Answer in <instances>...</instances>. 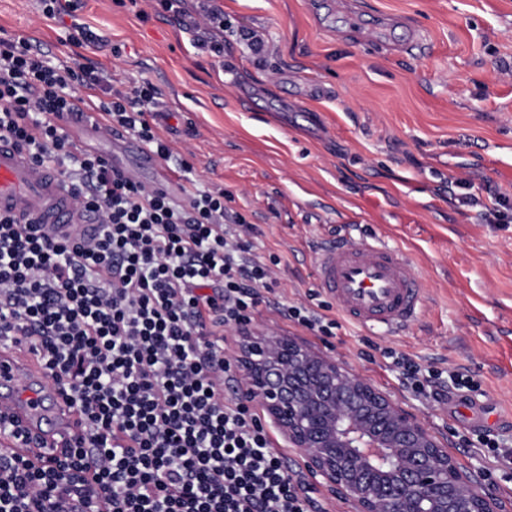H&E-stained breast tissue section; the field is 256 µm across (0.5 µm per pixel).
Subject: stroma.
Segmentation results:
<instances>
[{"mask_svg": "<svg viewBox=\"0 0 512 512\" xmlns=\"http://www.w3.org/2000/svg\"><path fill=\"white\" fill-rule=\"evenodd\" d=\"M224 51L159 15L155 0H0V34L23 36L52 62L94 65L128 92L158 91L151 122L181 186L222 185L257 226L254 252L276 259L280 302L318 308L314 244L338 232L404 252L424 289L408 331L366 329L338 308L322 338L261 308L254 327L304 339L345 362L416 416L478 485L512 481L477 430L512 448V222L484 219L492 193L512 202V0H214ZM94 35L69 39L72 24ZM261 34L252 53L238 30ZM188 162L190 171L180 168ZM471 182L467 201L448 191ZM422 366L466 369L470 402L438 405L405 389L363 338Z\"/></svg>", "mask_w": 512, "mask_h": 512, "instance_id": "35a3bbf8", "label": "stroma"}]
</instances>
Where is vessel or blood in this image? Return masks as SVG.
I'll return each mask as SVG.
<instances>
[{
  "instance_id": "obj_1",
  "label": "vessel or blood",
  "mask_w": 512,
  "mask_h": 512,
  "mask_svg": "<svg viewBox=\"0 0 512 512\" xmlns=\"http://www.w3.org/2000/svg\"><path fill=\"white\" fill-rule=\"evenodd\" d=\"M111 141L109 159L126 178H148L167 195H181V186L161 167L154 151L120 131L112 133ZM0 213L58 239L94 229L76 210L60 177L30 162L5 137L0 138ZM314 268L319 287L364 327L398 334L422 314L423 288L411 261L381 240L321 245L314 255ZM45 384L35 353L0 344V411L13 428L12 436L0 438V452L25 453L42 463L80 432L78 413L55 392L45 391Z\"/></svg>"
}]
</instances>
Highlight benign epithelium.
<instances>
[{"mask_svg":"<svg viewBox=\"0 0 512 512\" xmlns=\"http://www.w3.org/2000/svg\"><path fill=\"white\" fill-rule=\"evenodd\" d=\"M237 363L244 394L301 450L310 476L359 512H504L417 417L334 357L248 328Z\"/></svg>","mask_w":512,"mask_h":512,"instance_id":"obj_1","label":"benign epithelium"}]
</instances>
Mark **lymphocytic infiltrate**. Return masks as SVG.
<instances>
[{
	"label": "lymphocytic infiltrate",
	"instance_id": "lymphocytic-infiltrate-1",
	"mask_svg": "<svg viewBox=\"0 0 512 512\" xmlns=\"http://www.w3.org/2000/svg\"><path fill=\"white\" fill-rule=\"evenodd\" d=\"M101 90L96 108L83 93ZM157 90L115 89L105 70L51 62L0 37V137L56 172L97 235L56 240L0 214V338L30 346L83 421L51 465L0 453V512H314L245 399L226 398L236 359L224 332L252 324L278 284L253 254L257 232L222 186L173 198L126 179L67 131L135 135L172 156L146 118ZM412 392L464 397L444 377L370 343Z\"/></svg>",
	"mask_w": 512,
	"mask_h": 512
}]
</instances>
